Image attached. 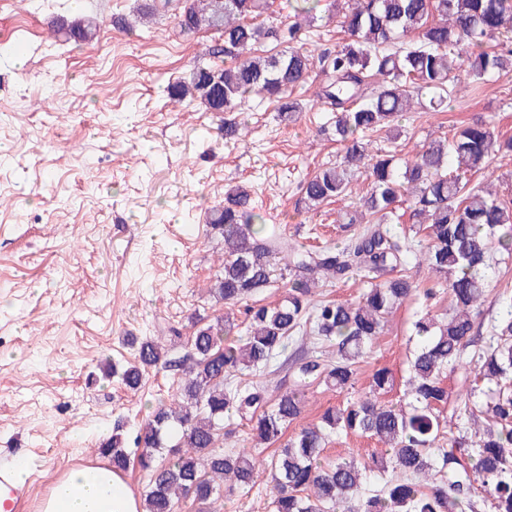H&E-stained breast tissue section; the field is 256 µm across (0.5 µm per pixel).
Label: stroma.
<instances>
[{
  "label": "stroma",
  "mask_w": 512,
  "mask_h": 512,
  "mask_svg": "<svg viewBox=\"0 0 512 512\" xmlns=\"http://www.w3.org/2000/svg\"><path fill=\"white\" fill-rule=\"evenodd\" d=\"M137 4L0 0V44L13 48L0 59V463H30L24 512H39L68 469L101 463L97 447L115 427L133 431L174 393L176 376L161 368L134 391L103 378L104 362L133 361L129 337L165 343L171 328L188 337L193 317L224 313L208 293L223 252L206 223L209 208L243 186L289 237L339 244L346 212L367 190L357 179L343 200L314 210L301 200L300 180L341 159L319 132L330 117L317 99L320 72L296 93L302 112L286 119L273 103L247 101L249 133L225 141L212 113L172 103L166 91L211 35H184L164 16L153 37L136 36L116 20ZM78 15L99 22L92 41L51 36L53 18ZM488 116L500 138H512V71L462 83L448 111L416 109L398 138L380 132L371 147L410 159L425 139ZM470 183L492 186L512 207V153ZM449 305L443 294L394 310L353 386H312L290 432L358 398L379 368L395 378L384 401L398 402L417 345L412 322Z\"/></svg>",
  "instance_id": "obj_1"
}]
</instances>
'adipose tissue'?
<instances>
[{"instance_id":"adipose-tissue-1","label":"adipose tissue","mask_w":512,"mask_h":512,"mask_svg":"<svg viewBox=\"0 0 512 512\" xmlns=\"http://www.w3.org/2000/svg\"><path fill=\"white\" fill-rule=\"evenodd\" d=\"M41 512H142L139 499L108 465L69 470L52 485Z\"/></svg>"}]
</instances>
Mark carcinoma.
Masks as SVG:
<instances>
[{"mask_svg":"<svg viewBox=\"0 0 512 512\" xmlns=\"http://www.w3.org/2000/svg\"><path fill=\"white\" fill-rule=\"evenodd\" d=\"M269 8V0H145L135 21L147 24L171 11L183 34H220L224 44L206 49L187 78L169 84L168 95L224 115L226 139L247 127L241 106L252 95L277 103L286 115L303 111L293 94L320 68V97L334 112L331 131L345 154L302 182V198L310 209L343 198L352 178L363 173L370 188L359 208L369 220L348 213L343 245L306 248L281 225L263 223L247 190L227 194L224 205L208 212L211 232L224 244L210 294L227 313L214 323L195 319L181 355H168L148 338L132 340L135 361L112 367L126 388L138 389L144 373L158 367L182 377L172 401L160 404L133 437L113 434L98 452L117 473L134 459L148 474L146 512H175L188 497L196 512H219L224 494L252 487L262 470L270 479L271 512H475L473 479L495 512H512V297L488 336L476 330L486 286L496 274L492 252L512 255V209L466 179L497 153L512 152V140H499L493 122L485 120L423 142L410 161L394 151L372 155L366 141L398 131L404 114L425 96L435 111L448 107L458 76L485 81L512 68V48L488 46L512 33V0H293L292 21L253 23ZM322 21L336 22L346 38L315 52L307 45ZM96 31V22L77 17L61 21L56 33L84 42ZM462 39L471 48L463 60L455 52ZM267 41L283 50L255 54ZM220 56L227 59L222 66L214 64ZM403 197L414 219L411 236L393 229ZM411 258L435 273L431 286L405 273ZM354 271L364 284L357 300L313 298L319 276L337 281ZM277 277L286 288L282 301L246 304ZM444 293L450 313H426L412 323L418 344L408 362L404 401L378 399L392 386L390 371L381 368L372 374L369 394L326 409L319 424L300 429L270 459L246 448L224 450L231 434L224 420L232 416L248 421L259 441L278 442L301 417L310 386L341 390L351 384L396 305ZM241 303L240 321L234 309ZM295 338L328 345L336 357L302 350L289 355ZM478 339L468 399L478 390L486 397L487 426L454 432L443 415L444 375L463 366ZM243 371L290 373L292 383L271 399L263 380L236 383ZM343 432L381 441L385 457L372 466L354 457L326 460L329 438ZM161 448L167 449L163 457L157 455Z\"/></svg>","mask_w":512,"mask_h":512,"instance_id":"carcinoma-1","label":"carcinoma"}]
</instances>
